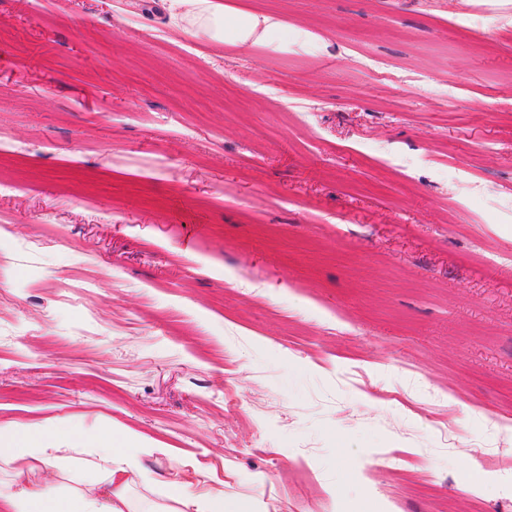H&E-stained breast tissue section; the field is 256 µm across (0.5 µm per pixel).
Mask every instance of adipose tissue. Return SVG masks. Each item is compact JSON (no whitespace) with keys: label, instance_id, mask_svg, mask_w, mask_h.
Listing matches in <instances>:
<instances>
[{"label":"adipose tissue","instance_id":"ef3b65f1","mask_svg":"<svg viewBox=\"0 0 512 512\" xmlns=\"http://www.w3.org/2000/svg\"><path fill=\"white\" fill-rule=\"evenodd\" d=\"M187 24L208 30L215 40L232 35L245 42L257 36L263 16L225 11L219 0H179ZM90 457L69 448H53L41 433H29L22 445L0 448V468L10 482H0V512H130L125 491L139 470L145 448L135 431L122 437L102 431L92 435ZM44 476L29 478L30 468Z\"/></svg>","mask_w":512,"mask_h":512}]
</instances>
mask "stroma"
Instances as JSON below:
<instances>
[{"instance_id":"1","label":"stroma","mask_w":512,"mask_h":512,"mask_svg":"<svg viewBox=\"0 0 512 512\" xmlns=\"http://www.w3.org/2000/svg\"><path fill=\"white\" fill-rule=\"evenodd\" d=\"M221 2L277 25L0 0V445L134 430L136 512H512V0ZM179 4L185 8L182 20L198 29L208 30L219 42L224 41L227 34L239 42H246L254 36L259 40L276 25L268 16L246 11L226 12L223 4L211 0H179ZM261 23L266 25L262 33L258 32ZM169 498L179 506H196L195 512H224V497L217 495L208 501L200 502L194 494L193 486L179 480L169 482Z\"/></svg>"}]
</instances>
